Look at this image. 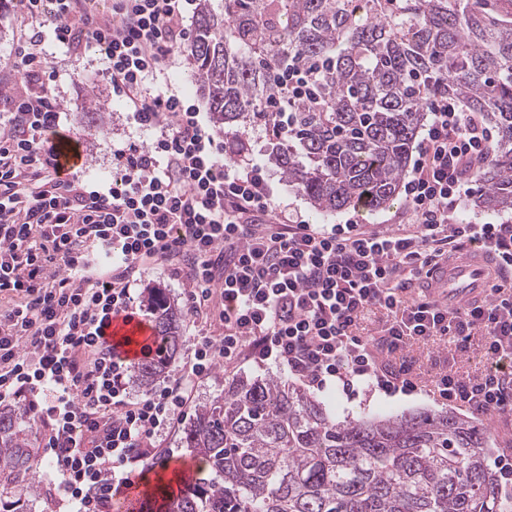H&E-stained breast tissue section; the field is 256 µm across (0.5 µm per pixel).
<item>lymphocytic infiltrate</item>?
<instances>
[{
    "mask_svg": "<svg viewBox=\"0 0 512 512\" xmlns=\"http://www.w3.org/2000/svg\"><path fill=\"white\" fill-rule=\"evenodd\" d=\"M193 3L113 0L99 18L83 0H20L12 69L23 86L0 81V296L14 299L0 309V403L35 397L51 512H112L220 361L283 366L319 391L406 392L417 388L412 342L449 336L464 351L478 336L488 360L481 375L441 372L435 388L477 414L512 413V279L454 308L432 278L440 258L467 246L512 269V218L459 219L491 128L460 99L428 95L397 229L308 223L275 202L257 159L231 154L182 95L150 87L189 42ZM36 20L50 23L61 47H102L113 97L137 129L155 133L113 150L108 184L62 176L48 146L63 108ZM157 265L182 278L188 314L217 316L224 334L189 337L167 385L137 395L134 363L106 329L136 313L134 287ZM414 281L420 292L410 298ZM374 308L386 315L382 327L357 335Z\"/></svg>",
    "mask_w": 512,
    "mask_h": 512,
    "instance_id": "lymphocytic-infiltrate-1",
    "label": "lymphocytic infiltrate"
}]
</instances>
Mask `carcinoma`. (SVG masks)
Here are the masks:
<instances>
[{
    "label": "carcinoma",
    "instance_id": "obj_1",
    "mask_svg": "<svg viewBox=\"0 0 512 512\" xmlns=\"http://www.w3.org/2000/svg\"><path fill=\"white\" fill-rule=\"evenodd\" d=\"M193 85L217 130L272 127L275 76L294 62L314 77L320 106L293 115L271 159L327 218L396 199L427 88L467 102L498 139L474 174L489 215L512 211V0H199L186 50ZM157 336L172 356L175 309ZM164 369L145 362L148 385ZM33 425L0 407V512H27L40 472ZM488 436L453 414L338 421L280 380L242 382L192 418L185 436L209 477L185 482L169 512H512L487 466Z\"/></svg>",
    "mask_w": 512,
    "mask_h": 512
}]
</instances>
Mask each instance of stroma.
<instances>
[{
	"instance_id": "stroma-1",
	"label": "stroma",
	"mask_w": 512,
	"mask_h": 512,
	"mask_svg": "<svg viewBox=\"0 0 512 512\" xmlns=\"http://www.w3.org/2000/svg\"><path fill=\"white\" fill-rule=\"evenodd\" d=\"M43 47L47 59L55 71V80L51 87L65 106L61 128L72 134L83 147L84 160L77 168V175L91 181L103 182L112 176V151L128 142H149L150 134L137 131L129 112L122 102L113 98L112 87L102 75L99 47L90 46L77 50L56 46L52 40H45ZM101 106L102 120L97 131L87 133L83 130L85 114L94 106ZM152 288L162 289L165 296L180 307V328L182 336H195L207 333L221 335L220 322H209L191 318L184 311L186 298L184 287L179 277L162 267L148 270L138 282L135 297L138 306H145L148 291ZM412 354L423 366L432 372L452 370L463 375L476 374L486 363V357L480 338H473L468 352H456L453 345L437 342L428 345H414ZM288 378L294 387H301L297 377L288 376L286 370L275 367L259 369L248 363L238 364L226 371L216 368L212 378L199 388L198 405L210 404L241 380L264 379L269 377ZM318 399L323 401L329 412L338 420L357 417H375L388 413H445L448 404L436 399L428 392H398L387 394L379 390L372 393H358L355 398H347L334 388L318 392Z\"/></svg>"
}]
</instances>
